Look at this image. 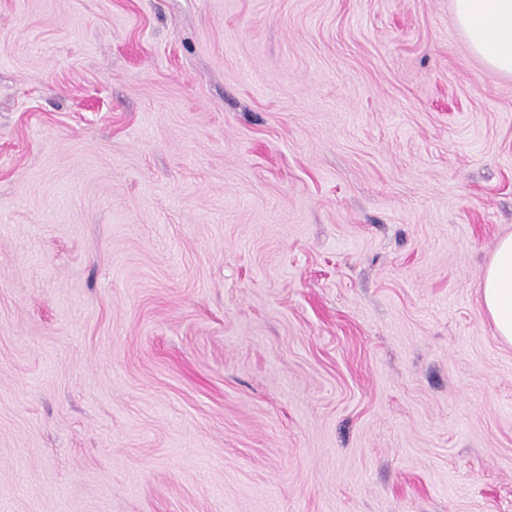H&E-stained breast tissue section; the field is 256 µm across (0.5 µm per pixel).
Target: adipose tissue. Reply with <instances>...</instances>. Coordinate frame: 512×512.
Wrapping results in <instances>:
<instances>
[{
	"label": "adipose tissue",
	"instance_id": "1",
	"mask_svg": "<svg viewBox=\"0 0 512 512\" xmlns=\"http://www.w3.org/2000/svg\"><path fill=\"white\" fill-rule=\"evenodd\" d=\"M454 12L471 50L493 70L512 74V0H454ZM480 288L498 336L512 344V235L498 241Z\"/></svg>",
	"mask_w": 512,
	"mask_h": 512
}]
</instances>
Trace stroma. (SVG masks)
Wrapping results in <instances>:
<instances>
[{
	"instance_id": "1",
	"label": "stroma",
	"mask_w": 512,
	"mask_h": 512,
	"mask_svg": "<svg viewBox=\"0 0 512 512\" xmlns=\"http://www.w3.org/2000/svg\"><path fill=\"white\" fill-rule=\"evenodd\" d=\"M510 234L452 0H0V512H512ZM480 288L484 309L498 336L512 344V235L498 241Z\"/></svg>"
}]
</instances>
